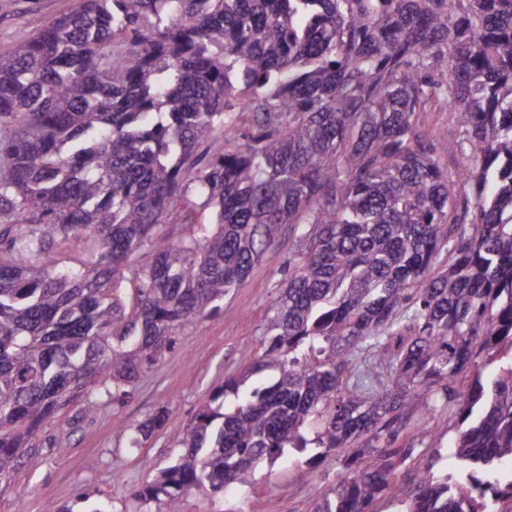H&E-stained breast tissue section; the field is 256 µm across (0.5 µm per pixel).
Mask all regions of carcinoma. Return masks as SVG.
I'll list each match as a JSON object with an SVG mask.
<instances>
[{
    "mask_svg": "<svg viewBox=\"0 0 512 512\" xmlns=\"http://www.w3.org/2000/svg\"><path fill=\"white\" fill-rule=\"evenodd\" d=\"M77 2L0 53V478L65 409L93 414L173 350L283 225L311 224L263 353L135 498L180 512L188 488L247 486L312 445L347 451L313 512L512 500V0ZM433 105L480 165L448 175ZM364 353L391 384L349 385ZM483 353L508 360L455 389ZM434 387L458 406L442 478L402 437Z\"/></svg>",
    "mask_w": 512,
    "mask_h": 512,
    "instance_id": "obj_1",
    "label": "carcinoma"
}]
</instances>
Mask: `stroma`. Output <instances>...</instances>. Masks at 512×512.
<instances>
[{"instance_id": "1", "label": "stroma", "mask_w": 512, "mask_h": 512, "mask_svg": "<svg viewBox=\"0 0 512 512\" xmlns=\"http://www.w3.org/2000/svg\"><path fill=\"white\" fill-rule=\"evenodd\" d=\"M76 5L77 0H0V53ZM295 245L294 237L281 233L219 310L187 326L174 350L142 373L122 400L101 406L73 432L68 447L45 443L58 425L67 424V416L44 426L36 455L0 482V512H46L51 505L59 512H85L90 504L107 512H166L164 501L146 505L134 493L181 455L175 433L209 404L225 379L242 373L245 351L261 353L262 328L288 281ZM157 413L165 415L164 427L132 446L133 426ZM456 435L457 409L450 405L439 412L424 443L435 457L434 475L455 473ZM344 459L340 451L315 457L294 451L276 463H260L250 486L220 493L204 486L189 490L181 512H312L316 491H328L344 474Z\"/></svg>"}]
</instances>
